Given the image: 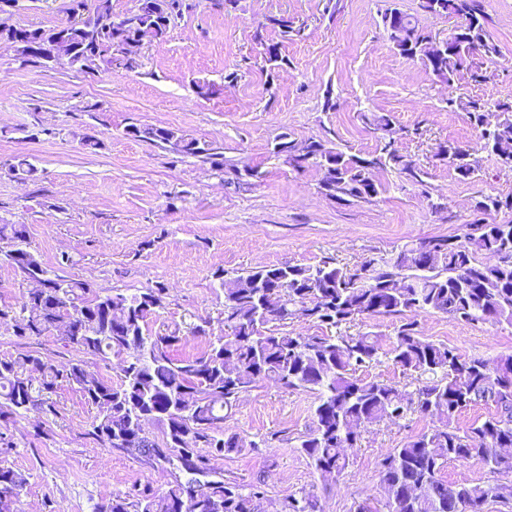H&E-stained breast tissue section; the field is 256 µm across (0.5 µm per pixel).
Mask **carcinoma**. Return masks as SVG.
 Here are the masks:
<instances>
[{"mask_svg":"<svg viewBox=\"0 0 512 512\" xmlns=\"http://www.w3.org/2000/svg\"><path fill=\"white\" fill-rule=\"evenodd\" d=\"M84 0H70L69 13L80 19L72 40L85 59L113 64L112 42L136 43L139 26H152L156 41L167 38L172 24L189 8L186 0H138L123 19L102 20L100 9L112 11V0H97L94 15L81 17ZM428 14L448 17L455 25L453 44L468 43L480 53L466 57L443 51L424 65L448 84V107H463L479 130V148L439 146L436 156L466 180L478 171L477 150L490 151L512 168V102L499 101L500 119L486 128L485 105L466 100L454 82L470 72L471 81L489 78L485 62L498 53L487 31L481 0H419ZM381 22L388 40L400 54L415 58L432 33L396 7L387 8ZM267 26L286 39H301L305 28L285 16H271ZM63 27L18 28L26 37L27 57L41 59L44 44ZM126 134L148 140L181 156L213 160L215 153L198 139L165 128L130 125ZM306 157L296 170L322 172L319 187L342 202L378 194L374 175L397 170L407 180L422 182V169L386 142L364 156L347 154L322 139L307 142ZM512 211V195H484L474 211ZM0 250L25 281L41 279L19 308L0 306V325L18 337L59 332L84 359L56 365L30 351L0 359V422L30 408L55 411L51 395L62 386L77 388L97 414L90 435L103 447L136 454L148 462H164L180 472L162 492L149 489L115 494L97 503L93 512H263L265 492L259 482L240 484L214 471L211 460L239 453V436L224 431V412L241 393L271 380L289 390L317 395L313 425L301 437L300 452L319 478H338L350 465L347 450L356 447L369 427L420 412L433 419L426 432L393 449L381 463L382 508L364 501L357 512H486L489 502L512 503V482L450 483L441 477L451 460L478 458L493 474L512 475V354L492 361L470 357L459 348L421 335L413 315L443 314L468 323L512 327V223H473L461 237L418 238L390 258H370L354 267L327 258L315 266L272 265L234 277L215 272L224 290V333L211 332V320L189 329L207 338L203 353L178 358L174 351L185 340L179 330L148 328L163 306L162 288L134 293L95 289L47 269L26 246L22 224H0ZM374 316L399 319L390 347L370 332L343 334V325ZM305 319L321 329L303 335L284 329L287 321ZM122 358L116 384L91 369L90 361L108 355ZM387 358L413 377L412 390L357 372ZM493 412L467 427L460 416L478 406ZM160 428L161 438L144 423ZM27 485L24 473L0 460V512H17L15 505ZM279 512H322L316 495H291Z\"/></svg>","mask_w":512,"mask_h":512,"instance_id":"obj_1","label":"carcinoma"}]
</instances>
